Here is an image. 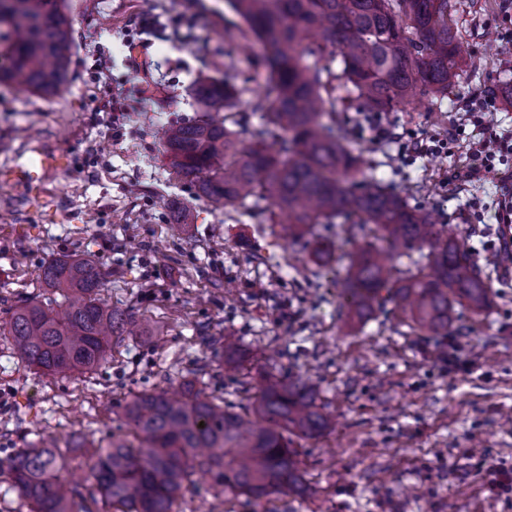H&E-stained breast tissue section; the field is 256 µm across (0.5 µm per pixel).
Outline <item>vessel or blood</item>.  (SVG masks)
Masks as SVG:
<instances>
[{
    "instance_id": "vessel-or-blood-1",
    "label": "vessel or blood",
    "mask_w": 512,
    "mask_h": 512,
    "mask_svg": "<svg viewBox=\"0 0 512 512\" xmlns=\"http://www.w3.org/2000/svg\"><path fill=\"white\" fill-rule=\"evenodd\" d=\"M65 160L49 151L40 142L30 143L22 161L0 169V181L28 191L30 196L42 197L48 179L60 173Z\"/></svg>"
}]
</instances>
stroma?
I'll list each match as a JSON object with an SVG mask.
<instances>
[{"instance_id":"obj_1","label":"stroma","mask_w":512,"mask_h":512,"mask_svg":"<svg viewBox=\"0 0 512 512\" xmlns=\"http://www.w3.org/2000/svg\"><path fill=\"white\" fill-rule=\"evenodd\" d=\"M72 53L58 94L23 93L0 83V164L33 140L65 155L42 204L0 183V296L42 294L39 273L63 254L96 256L102 299L163 326L162 336L125 337L109 362L57 379L27 368L0 335V459L40 436H84L87 446L129 438L122 406L135 394L178 388L212 361L205 337H233L246 368H213L206 391L246 403L265 373L311 379L333 428L295 439L310 491L266 506L237 499L234 512H512V496L487 488L490 455L512 463V260L501 253L497 178L466 187L448 182L463 164L456 150L414 154L416 142L447 138L464 100L512 82V56L491 49L512 41L506 0H459L453 14L463 46L481 62L449 88L444 107L400 105L377 139L346 113L365 158L411 203L438 210L442 236L460 240L488 273L481 313L455 310L448 348L414 335L394 304L363 324L340 316L335 273L312 278L315 243L294 253L279 225L170 186L159 136L195 117L198 74L234 65L241 110L256 100L262 65L243 21L225 0H68ZM141 88V111L114 118L113 93ZM192 221L173 220L175 207Z\"/></svg>"}]
</instances>
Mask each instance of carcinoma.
Instances as JSON below:
<instances>
[{
  "instance_id": "obj_1",
  "label": "carcinoma",
  "mask_w": 512,
  "mask_h": 512,
  "mask_svg": "<svg viewBox=\"0 0 512 512\" xmlns=\"http://www.w3.org/2000/svg\"><path fill=\"white\" fill-rule=\"evenodd\" d=\"M259 44L264 71L248 129L239 108L236 75L201 76L191 90L203 118L167 126L166 160L176 178L198 195L230 207L260 208L268 221L288 217L285 242L318 240L319 258L336 254L346 274L340 307L349 322L369 319L395 303L412 330L443 344L455 304L482 311L488 277L470 252L435 232L436 211L411 205L392 183L374 175L336 118V91L346 90L342 111L357 102L365 112H389L422 96L448 97L463 68H477L448 16L449 0H227ZM0 47L7 63L0 83L51 94L67 78L72 47L65 0H0ZM338 62L339 69L333 68ZM249 130L250 140L233 127ZM343 218L373 241L354 253L334 244V220ZM428 249L397 280L394 254ZM42 284L61 297L28 298L5 309L0 331L15 355L47 376L90 373L111 357L126 336H159L127 310L101 299L100 262L62 255L41 270ZM224 367L241 370L246 353L224 338ZM318 387L269 374L241 412L224 395L194 383L181 396L139 393L122 413L134 441L114 439L93 450L90 498L113 512H175L174 505L201 472L213 497L260 501L275 494L305 496L308 486L292 437L327 432ZM7 469L28 512H93L82 484L67 479L56 442L41 437L16 448Z\"/></svg>"
}]
</instances>
